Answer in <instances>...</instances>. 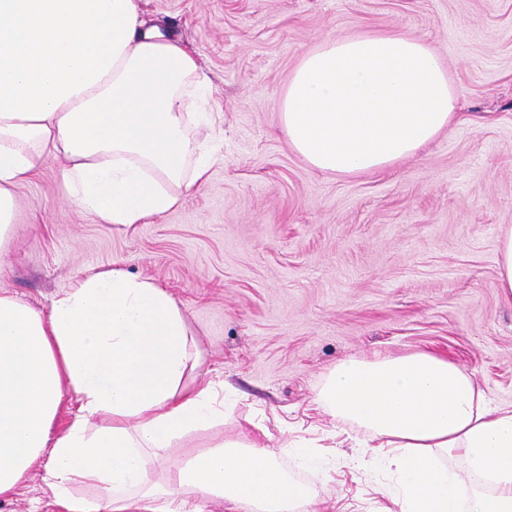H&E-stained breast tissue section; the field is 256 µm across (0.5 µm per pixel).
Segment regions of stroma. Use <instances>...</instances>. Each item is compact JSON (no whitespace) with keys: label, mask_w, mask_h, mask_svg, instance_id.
<instances>
[{"label":"stroma","mask_w":512,"mask_h":512,"mask_svg":"<svg viewBox=\"0 0 512 512\" xmlns=\"http://www.w3.org/2000/svg\"><path fill=\"white\" fill-rule=\"evenodd\" d=\"M194 54L216 122L206 182L148 224H106L66 200L61 158L15 190L0 289L40 310L83 273L120 264L183 309L235 408L187 447L247 434L299 481L297 447L332 457L307 512H388L391 475L353 464L357 434L314 402L345 358L439 354L512 407V305L497 287L512 224V0H144ZM398 30L429 43L460 117L420 156L375 174L312 171L277 99L322 37ZM38 459L0 512H63Z\"/></svg>","instance_id":"obj_1"}]
</instances>
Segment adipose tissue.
<instances>
[{
	"label": "adipose tissue",
	"mask_w": 512,
	"mask_h": 512,
	"mask_svg": "<svg viewBox=\"0 0 512 512\" xmlns=\"http://www.w3.org/2000/svg\"><path fill=\"white\" fill-rule=\"evenodd\" d=\"M209 87L180 41L148 27L142 0H0V245L14 190L63 155L69 201L108 224H145L204 182L194 131ZM434 49L400 32L329 35L301 55L277 100L289 147L315 171H386L457 120ZM76 408L56 421L65 392ZM329 415L393 469L399 512H512V408L429 352L336 362L316 389ZM224 420V397L173 296L120 266L87 273L49 308L0 290V499L33 462L66 512H303L275 451L247 438L190 453L151 480L188 434ZM98 490L74 495L73 482Z\"/></svg>",
	"instance_id": "ef3b65f1"
}]
</instances>
